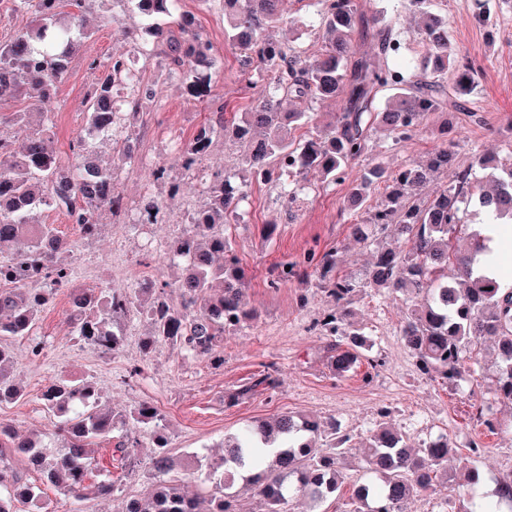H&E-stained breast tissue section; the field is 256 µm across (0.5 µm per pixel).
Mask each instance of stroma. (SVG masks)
Returning a JSON list of instances; mask_svg holds the SVG:
<instances>
[{"label": "stroma", "instance_id": "obj_1", "mask_svg": "<svg viewBox=\"0 0 512 512\" xmlns=\"http://www.w3.org/2000/svg\"><path fill=\"white\" fill-rule=\"evenodd\" d=\"M449 36L463 55L481 63L487 75L470 94L462 112L446 108L432 113L419 136L398 145L377 143L370 155L352 162L341 184L322 182L313 173L300 181L293 203H284L272 184H254L244 202L237 224L225 233L237 244L250 279V299L260 314L251 327L225 336L218 349L220 364L187 354L170 342L159 341L150 355H143L139 340L145 327L137 314L121 321L120 350L111 356L78 342L71 333V288L123 289L143 277L171 281L175 267L149 251L151 240L172 245L186 231L189 203L201 196L192 183H184L180 194L169 197L150 169L124 165L117 170V183L128 201H137L145 190H152L162 203V223L142 231L128 226L126 218L108 210L100 211L101 231L92 242H80L76 225L52 208L38 213L41 223L51 224L60 235L75 241L76 247L65 260L74 271L71 288L56 291L41 312L35 335L44 346L40 359H31L27 343L12 340L15 353L12 377L25 395L18 401L0 404V420L10 423L19 434L34 433L43 438L47 452L56 456L65 443L57 434L58 418L42 402L47 386L80 379L92 380L100 405L120 412L142 401L157 406L165 419L171 454L179 466L172 472L175 483L200 490L199 459L220 455L225 435L243 423L273 418L285 413L304 414L324 424L334 423L350 435V449L342 483L336 498L324 505L325 512H352L354 486L360 478L358 466L365 455L363 442L378 425L387 423L400 429L413 446L446 436L458 456L470 457L469 442L480 443L483 452L477 466L488 484L512 473V404L493 401L496 367L493 343L483 339L473 344L476 371L455 388L420 372L400 341L405 306L392 295L360 294L351 306V319L362 326L372 342L370 357L377 367L361 365L357 370L337 374L327 363L322 348L325 336L315 323L332 304L325 295L314 294L310 285L292 281L270 287V271L278 263L302 259L309 251H324L337 242H346L339 269L350 272L367 266L371 251L347 242L348 226L342 215L343 198L350 182L356 181L379 158L389 168L431 151L439 144L437 130L443 122L453 125L457 161L467 166L473 149L506 152L512 146V55L502 49L503 36L512 32V0H445ZM182 9L197 14L202 35L214 45L222 63L212 81L213 94L239 112L250 102L247 77L239 62L224 48V10L220 0L202 6L200 0H179ZM487 11L489 19L476 24L475 16ZM284 18L295 27V47L302 57L317 54L319 19L312 0H284ZM82 23L92 29V39L75 53L68 64V78L59 86L52 105L53 134L50 147L65 164H74L70 141L83 129L87 104L96 89L91 61L106 62L112 55L133 56L132 37L142 22L138 15L122 14L119 22L108 19L104 7L87 10ZM144 79L157 90L147 105L142 122L135 127L136 144L141 152L153 154L173 177L180 176V158L169 138L178 135L189 140L203 125L210 105L189 97L184 84L168 80L157 61L142 66ZM274 232H267V225ZM139 375H132V368ZM267 369L279 386L272 398L258 397L229 407L224 390L251 374ZM491 403L500 429L491 431L478 422L475 406ZM118 432L99 438L94 446L92 479L112 478L115 492L108 498L74 500L54 486L44 483L41 473L21 457H13L14 467L42 491L43 512H119L125 498L146 491L143 475L127 472L117 460L114 446ZM467 489L456 477L438 485L435 491L415 498L409 512H464Z\"/></svg>", "mask_w": 512, "mask_h": 512}]
</instances>
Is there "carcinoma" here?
<instances>
[{
  "label": "carcinoma",
  "instance_id": "obj_1",
  "mask_svg": "<svg viewBox=\"0 0 512 512\" xmlns=\"http://www.w3.org/2000/svg\"><path fill=\"white\" fill-rule=\"evenodd\" d=\"M92 0H11L13 9L33 15L30 29L0 43V106L18 99L30 101L39 115V128L26 126V113H0L25 133L21 150L0 140V404L15 401L22 391L10 377L12 352L5 337L25 338L37 359L42 343L33 338L39 314L54 291L68 287L73 271L59 260L72 248L51 224H39L33 211L42 205L63 210L82 237L99 232L101 209L123 206V193L112 171L95 166L89 158L98 140L112 139V125L134 127L144 104L156 96L143 77L133 78L128 59L114 55L110 62H90L101 71L97 90L86 112L82 133L69 150L85 157L84 168L74 171L54 156L44 129L52 125L51 103L66 80L68 63L92 32L77 24V14ZM142 19L138 54L146 61L160 57L167 75L185 84L190 97L211 95L218 66L213 46L198 30L197 19L177 10V0H111ZM321 50L311 59L296 52L290 36L268 31L282 24L280 0H224V43L245 70L266 73L268 81L250 83L253 102L245 112H229L222 105L209 122L183 144L190 158L207 155L215 141L229 140L243 148L245 175L223 172L208 189L207 199L187 220L189 230L169 249L166 260L181 268L191 265L175 283L143 280L140 288L98 293L72 289L73 336L104 354L116 353L119 321L136 312L145 322L140 349L148 355L159 338L197 357H211L224 335L235 333L258 318L248 300L249 280L241 266L235 242L224 226L238 218L252 182H274L287 200L295 198L288 178L312 171L327 183L345 180V169L369 151L374 135L391 144L420 133L428 116L444 102L445 80L454 73L455 90L463 98L472 93L483 68L457 52L448 39V17L438 0H405L418 19L416 34L426 44L420 74L410 77L390 67L384 57L397 50L395 21L380 10L367 14L357 0H317ZM378 41L380 56L355 57L354 38ZM390 91L382 106L374 105L377 90ZM342 103L329 122L315 125L313 106ZM300 156L302 165L288 173L286 159ZM441 174L448 185L423 197L421 192ZM475 211L486 217L473 226L466 217ZM348 236L356 244L372 245L370 265L363 271L338 272L339 248L331 247L314 262L317 290L336 308L319 326L331 338L327 353L336 373L349 371L372 347L360 328L348 321L350 303L367 289L399 295L409 303L402 338L418 369L443 383L457 386L471 367L470 347L486 336L495 339L498 364L494 397L512 403V270L487 257L492 237L485 231L512 225V156L478 151L470 164H456L453 144L433 149L395 171L378 161L352 185L347 196ZM468 230L470 246L462 250L457 234ZM396 242H378L380 232ZM190 263H185L184 258ZM179 291L180 302L170 303L166 289ZM350 342L344 348L335 337ZM277 387L269 371H261L224 390L232 406L263 396ZM47 410L60 418L58 434L64 453L51 458L41 441L17 439L13 426L0 421V448L24 458L57 489L84 498L109 495L111 481L87 482L92 470L95 440L116 428L124 434L115 443L122 459L134 463L141 438L149 434L154 448L147 471L149 487L126 500L121 512H201L194 495L166 480L177 465L160 431L163 417L151 402H140L120 415L98 405L95 386L86 381L53 386L42 394ZM350 437L337 431L326 435L320 423L288 413L273 421H256L239 435L224 440V468L209 469L214 493L206 512H240L244 492L256 496L260 512H290L296 496L320 507L344 481L342 464ZM361 488L356 498L371 502L369 512H407L414 497L448 481V465L464 471L469 485L477 472L476 460L456 456L448 438L423 448L412 447L400 430L381 425L366 444ZM0 512H17L15 502L37 501L39 487L22 477L0 453ZM466 512H512V473L498 481L492 498L470 496Z\"/></svg>",
  "mask_w": 512,
  "mask_h": 512
}]
</instances>
